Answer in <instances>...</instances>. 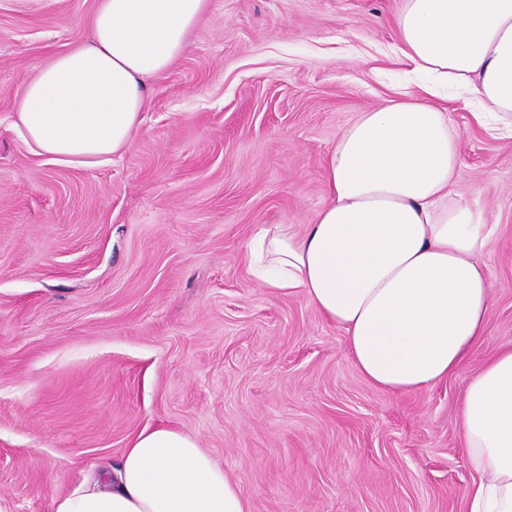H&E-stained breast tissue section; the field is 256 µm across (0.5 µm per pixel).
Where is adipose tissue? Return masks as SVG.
Returning a JSON list of instances; mask_svg holds the SVG:
<instances>
[{"label": "adipose tissue", "mask_w": 512, "mask_h": 512, "mask_svg": "<svg viewBox=\"0 0 512 512\" xmlns=\"http://www.w3.org/2000/svg\"><path fill=\"white\" fill-rule=\"evenodd\" d=\"M209 0H97L91 43L36 68L17 120L38 153L108 162L141 125L151 83L189 46ZM394 28L427 83L356 113L323 164L311 224L259 228L244 257L256 278L302 295L340 326L358 372L403 394L446 380L479 342L491 305L483 261L493 230L453 195L460 132L439 101L479 104L512 135V0H401ZM458 427L475 479L465 512H512V348L474 373ZM53 512H250L238 485L184 432L141 431L112 470L52 499Z\"/></svg>", "instance_id": "1"}]
</instances>
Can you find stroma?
<instances>
[{
	"instance_id": "stroma-1",
	"label": "stroma",
	"mask_w": 512,
	"mask_h": 512,
	"mask_svg": "<svg viewBox=\"0 0 512 512\" xmlns=\"http://www.w3.org/2000/svg\"><path fill=\"white\" fill-rule=\"evenodd\" d=\"M96 0H0V512L112 468L137 434L197 438L252 512H463L466 385L512 346V139L456 98L455 193L494 233L484 334L448 380L396 395L341 328L242 256L324 205L356 113L405 90L400 0H210L129 149L37 154L14 125L37 64L89 43Z\"/></svg>"
}]
</instances>
